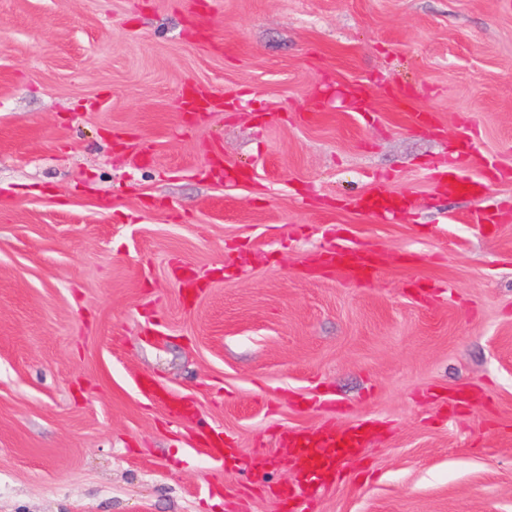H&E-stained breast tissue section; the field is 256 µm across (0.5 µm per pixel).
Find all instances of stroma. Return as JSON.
Here are the masks:
<instances>
[{"mask_svg": "<svg viewBox=\"0 0 512 512\" xmlns=\"http://www.w3.org/2000/svg\"><path fill=\"white\" fill-rule=\"evenodd\" d=\"M360 420L314 512H512V0H0V512H286ZM469 165V159L466 155L460 154L448 158V182L444 186V192L450 195H467L472 198L479 197L481 185L466 176H460L458 171ZM351 205L358 209L372 210L384 217L397 214L402 208V201L389 192H371L354 200ZM329 270L345 280L368 281L375 268L374 252L361 246L338 247L328 255ZM368 436L369 431L360 425H344L316 433L287 432L283 446L292 448L306 482L314 474L326 483L335 480L349 457L359 454Z\"/></svg>", "mask_w": 512, "mask_h": 512, "instance_id": "obj_1", "label": "stroma"}]
</instances>
